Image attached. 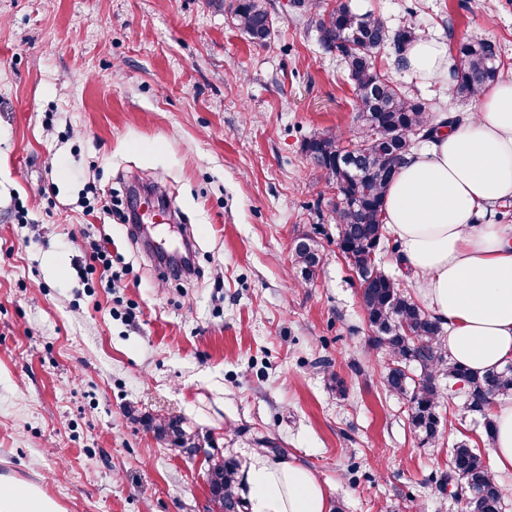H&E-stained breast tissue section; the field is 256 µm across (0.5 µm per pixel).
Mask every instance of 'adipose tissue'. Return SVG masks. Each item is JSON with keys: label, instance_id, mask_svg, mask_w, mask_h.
I'll use <instances>...</instances> for the list:
<instances>
[{"label": "adipose tissue", "instance_id": "adipose-tissue-1", "mask_svg": "<svg viewBox=\"0 0 512 512\" xmlns=\"http://www.w3.org/2000/svg\"><path fill=\"white\" fill-rule=\"evenodd\" d=\"M402 67L431 85L448 82V45L423 36ZM512 201V79L485 89L476 111L441 129L407 157L385 198L382 220L400 245L401 263L448 334L449 357L481 374L512 363V225L484 222ZM493 473L512 471V402L493 414ZM247 512H332L326 485L293 459L252 455L237 473Z\"/></svg>", "mask_w": 512, "mask_h": 512}]
</instances>
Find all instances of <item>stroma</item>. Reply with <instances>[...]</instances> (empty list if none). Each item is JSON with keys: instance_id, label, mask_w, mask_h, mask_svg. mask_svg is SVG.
<instances>
[{"instance_id": "35a3bbf8", "label": "stroma", "mask_w": 512, "mask_h": 512, "mask_svg": "<svg viewBox=\"0 0 512 512\" xmlns=\"http://www.w3.org/2000/svg\"><path fill=\"white\" fill-rule=\"evenodd\" d=\"M268 2L259 46L211 0H0V497L33 486L57 512H208L206 463L158 444L152 415L239 465L294 457L334 512H465L438 482L455 444L487 453L483 419L443 391L424 445L382 387L333 194L303 151L356 128L353 88L310 15ZM351 4L452 47L491 40L512 75V0ZM378 65L437 114L473 109L392 49ZM136 183L172 221L131 234L85 202L87 186L117 204ZM303 234L323 254L309 283L291 264ZM93 242L113 289L85 286Z\"/></svg>"}]
</instances>
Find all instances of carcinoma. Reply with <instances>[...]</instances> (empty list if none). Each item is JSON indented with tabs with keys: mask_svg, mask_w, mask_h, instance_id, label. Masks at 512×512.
<instances>
[{
	"mask_svg": "<svg viewBox=\"0 0 512 512\" xmlns=\"http://www.w3.org/2000/svg\"><path fill=\"white\" fill-rule=\"evenodd\" d=\"M297 6L313 12L323 49L346 64L360 122L353 138L343 142L332 134L316 135L305 142L304 151L338 192L339 201L330 210L338 230L336 246L358 276L371 344L387 357L382 385L408 401L414 433L423 444H432L439 435L440 381L463 383L466 408L481 414L487 400L512 396V364L478 375L453 362L441 342V322L377 262L379 248L389 243L381 214L394 175L418 144L457 119L435 116L430 104L402 94L377 66L379 50L389 44L401 53L416 38L415 28L391 31L349 0H336L318 12L316 0H297ZM232 14L253 42L263 45L271 39L273 19L264 0H235ZM450 57V85L461 97H475L499 78V56L488 39L462 41ZM298 241L302 245L291 250L292 265L303 281L311 282L322 262L319 243L308 235ZM147 427L157 440L179 451L200 448L197 435L181 419L150 417ZM206 462L211 512H240L236 464L209 455ZM450 482L465 491V512H502L499 483L480 453L465 442L452 448L448 473L440 479L442 486Z\"/></svg>",
	"mask_w": 512,
	"mask_h": 512,
	"instance_id": "cac0c4a2",
	"label": "carcinoma"
}]
</instances>
